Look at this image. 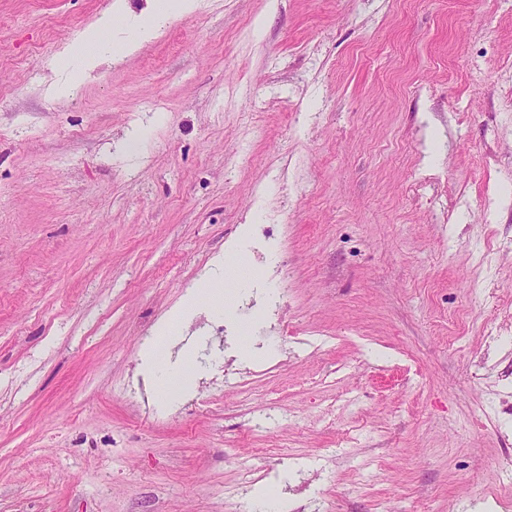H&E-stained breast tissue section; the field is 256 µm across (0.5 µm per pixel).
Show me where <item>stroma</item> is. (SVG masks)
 I'll return each mask as SVG.
<instances>
[{"instance_id":"stroma-1","label":"stroma","mask_w":512,"mask_h":512,"mask_svg":"<svg viewBox=\"0 0 512 512\" xmlns=\"http://www.w3.org/2000/svg\"><path fill=\"white\" fill-rule=\"evenodd\" d=\"M110 2L0 0V512H503L512 0H200L53 95ZM237 261L283 307L226 282L168 394ZM238 268V266L225 267L223 276L202 282L199 292L189 297L177 314L157 327V336L160 341L147 353L146 359L152 368L164 370L162 378L166 390L175 391L183 387L196 373L195 362L190 354L185 355L184 361L178 369L168 370L166 368V347L171 343L172 337L175 335L174 333L176 332L181 314L184 311L192 310L199 302L213 305L219 311L224 312V304L226 307V296L224 297L223 289L224 278L241 279L244 272L238 273ZM201 293L203 294L201 295Z\"/></svg>"}]
</instances>
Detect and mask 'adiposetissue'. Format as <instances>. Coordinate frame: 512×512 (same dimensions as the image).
<instances>
[{"label": "adipose tissue", "instance_id": "adipose-tissue-1", "mask_svg": "<svg viewBox=\"0 0 512 512\" xmlns=\"http://www.w3.org/2000/svg\"><path fill=\"white\" fill-rule=\"evenodd\" d=\"M199 0H149L146 14L140 15L129 9L126 0H112L109 9L91 21L79 37L64 45L55 55L56 61L79 57L82 67L76 75L54 87V95L61 96L89 79L109 55L117 49L119 55L135 53L142 41L156 36L171 20L193 13ZM178 317H171L157 328L158 343L148 352V364L161 370L167 389L183 387L196 373L192 356H185L182 365L175 370L167 367V347L177 329Z\"/></svg>", "mask_w": 512, "mask_h": 512}]
</instances>
